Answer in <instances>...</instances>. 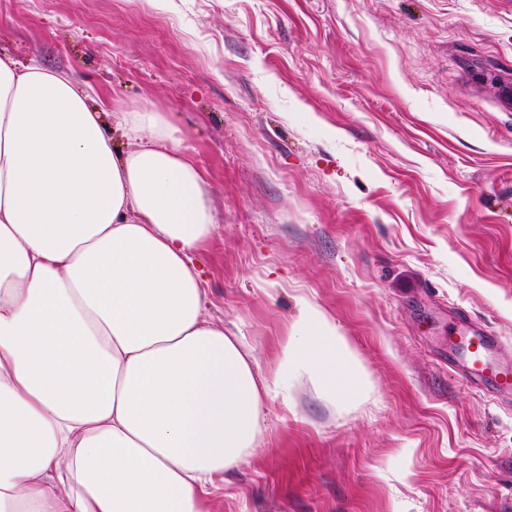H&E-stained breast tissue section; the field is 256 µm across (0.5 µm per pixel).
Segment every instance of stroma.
<instances>
[{
  "label": "stroma",
  "instance_id": "obj_1",
  "mask_svg": "<svg viewBox=\"0 0 512 512\" xmlns=\"http://www.w3.org/2000/svg\"><path fill=\"white\" fill-rule=\"evenodd\" d=\"M0 55L108 127L163 114L217 223L205 313L262 375L302 297L370 375L268 401L208 512H512V394L448 364L465 323L512 363V0H0Z\"/></svg>",
  "mask_w": 512,
  "mask_h": 512
}]
</instances>
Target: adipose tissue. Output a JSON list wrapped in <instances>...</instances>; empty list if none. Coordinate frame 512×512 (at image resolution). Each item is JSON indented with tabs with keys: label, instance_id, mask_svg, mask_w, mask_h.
<instances>
[{
	"label": "adipose tissue",
	"instance_id": "obj_1",
	"mask_svg": "<svg viewBox=\"0 0 512 512\" xmlns=\"http://www.w3.org/2000/svg\"><path fill=\"white\" fill-rule=\"evenodd\" d=\"M122 127L124 150L70 73L0 56V512H207L266 400L304 375L348 405L373 390L307 299L260 376L204 312L202 174L161 113Z\"/></svg>",
	"mask_w": 512,
	"mask_h": 512
}]
</instances>
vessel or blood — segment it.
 I'll list each match as a JSON object with an SVG mask.
<instances>
[{"mask_svg":"<svg viewBox=\"0 0 512 512\" xmlns=\"http://www.w3.org/2000/svg\"><path fill=\"white\" fill-rule=\"evenodd\" d=\"M464 382L494 394L512 391V364L494 362L495 337L486 331L465 330L460 338Z\"/></svg>","mask_w":512,"mask_h":512,"instance_id":"1","label":"vessel or blood"}]
</instances>
